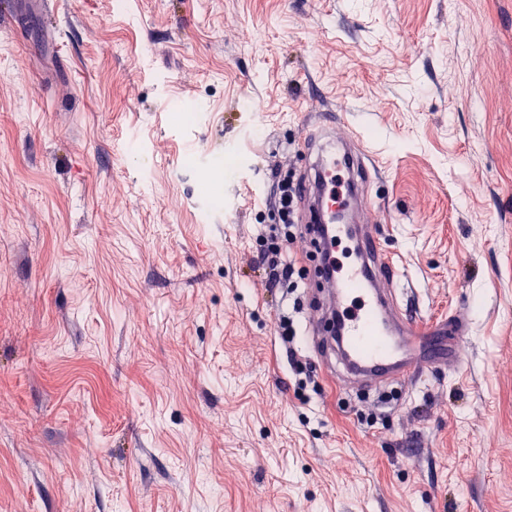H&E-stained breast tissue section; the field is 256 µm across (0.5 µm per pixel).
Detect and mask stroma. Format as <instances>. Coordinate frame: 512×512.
<instances>
[{"label": "stroma", "mask_w": 512, "mask_h": 512, "mask_svg": "<svg viewBox=\"0 0 512 512\" xmlns=\"http://www.w3.org/2000/svg\"><path fill=\"white\" fill-rule=\"evenodd\" d=\"M15 18L0 512H512V0H16ZM316 112L370 153L357 222L398 262L399 304L468 319L462 362L341 384L308 330L309 240L290 246L301 313L254 268L271 168L307 176ZM281 336L285 343H288V354L290 356V364L296 375H304L305 378H299V385L304 387L307 385V379H310V374L306 373V362L297 355V352L291 346L295 343V338L298 336L297 329L294 326V321L287 316H283L280 321ZM291 345V346H290Z\"/></svg>", "instance_id": "1"}]
</instances>
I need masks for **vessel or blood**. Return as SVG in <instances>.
Listing matches in <instances>:
<instances>
[{
    "instance_id": "obj_1",
    "label": "vessel or blood",
    "mask_w": 512,
    "mask_h": 512,
    "mask_svg": "<svg viewBox=\"0 0 512 512\" xmlns=\"http://www.w3.org/2000/svg\"><path fill=\"white\" fill-rule=\"evenodd\" d=\"M339 152L318 150L311 166L312 238L320 253L319 276L338 322L333 342L346 382L411 380L440 361H462L470 330L457 317L421 321L401 310L392 286L401 276L396 261L370 229L353 234L336 212L355 200L368 176L356 140Z\"/></svg>"
}]
</instances>
